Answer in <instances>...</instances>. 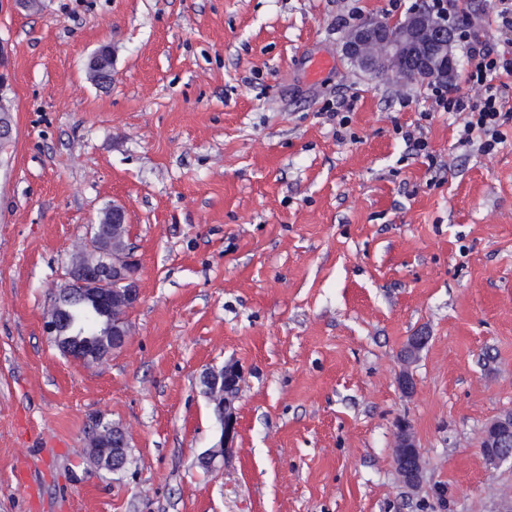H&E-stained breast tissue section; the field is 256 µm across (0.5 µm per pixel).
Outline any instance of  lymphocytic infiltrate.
Listing matches in <instances>:
<instances>
[{
  "mask_svg": "<svg viewBox=\"0 0 512 512\" xmlns=\"http://www.w3.org/2000/svg\"><path fill=\"white\" fill-rule=\"evenodd\" d=\"M482 25L502 36L501 45L470 35L462 86L449 90L433 84L430 98L434 110L458 116L461 145L490 155L506 141L505 127L512 122L503 104L505 90L512 88V0H495Z\"/></svg>",
  "mask_w": 512,
  "mask_h": 512,
  "instance_id": "f902f5d3",
  "label": "lymphocytic infiltrate"
}]
</instances>
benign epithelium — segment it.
Here are the masks:
<instances>
[{
	"label": "benign epithelium",
	"instance_id": "7a95c632",
	"mask_svg": "<svg viewBox=\"0 0 512 512\" xmlns=\"http://www.w3.org/2000/svg\"><path fill=\"white\" fill-rule=\"evenodd\" d=\"M454 31L426 8L415 9L405 17L369 13L346 33L342 51L348 63L363 72L391 80L438 82L452 78L458 60L450 47ZM110 51L99 49L89 60L88 69L98 72L100 82L112 80V64L104 61ZM127 210L112 205V241L91 234L79 247L72 271L77 281L67 280L54 292L53 306L45 322V332L66 357L102 363L125 348L132 336L130 312L141 299L136 277V259L124 237ZM78 297L92 303L106 321V331L97 347L89 336L77 334L78 322L71 313L69 301ZM430 336L420 332L411 337L401 353L403 364H410L427 347ZM242 374L235 364L220 369L208 368L200 375V387L214 405L221 424L218 443L200 454L201 468L210 471L233 447L239 422L235 402ZM393 463L399 483L410 494L417 493L424 481V452L413 425L401 419L393 433ZM129 431L122 425L99 418L91 425L89 455L99 468L112 473L122 471L128 463ZM479 448L486 464L498 469L512 467V411L505 412L485 424Z\"/></svg>",
	"mask_w": 512,
	"mask_h": 512
}]
</instances>
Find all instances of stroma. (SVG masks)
Listing matches in <instances>:
<instances>
[{"label":"stroma","instance_id":"35a3bbf8","mask_svg":"<svg viewBox=\"0 0 512 512\" xmlns=\"http://www.w3.org/2000/svg\"><path fill=\"white\" fill-rule=\"evenodd\" d=\"M0 0V512H501L479 436L512 409V133L459 146L427 86L355 71L352 7L389 0ZM112 51V83L86 77ZM318 56L331 68L311 77ZM357 97L350 135L327 104ZM429 120H421V113ZM426 136L414 155L401 130ZM128 209L141 300L105 363L44 331L81 238ZM431 341L398 384L397 354ZM243 371L236 442L199 375ZM127 427L126 469L87 455ZM424 451L413 495L397 419ZM129 431L122 425L97 419L91 425L89 455L99 468L112 473L122 471L128 463ZM393 436V463L397 479L408 493H417L424 481V452L413 425L405 419L399 420Z\"/></svg>","mask_w":512,"mask_h":512}]
</instances>
